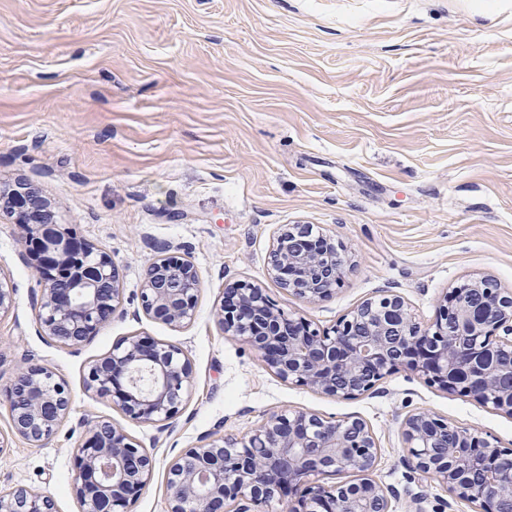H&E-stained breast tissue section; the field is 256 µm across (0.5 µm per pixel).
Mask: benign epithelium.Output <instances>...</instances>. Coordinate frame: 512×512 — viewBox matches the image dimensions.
<instances>
[{
  "instance_id": "1",
  "label": "benign epithelium",
  "mask_w": 512,
  "mask_h": 512,
  "mask_svg": "<svg viewBox=\"0 0 512 512\" xmlns=\"http://www.w3.org/2000/svg\"><path fill=\"white\" fill-rule=\"evenodd\" d=\"M0 213L15 219L26 236L36 234L41 335L62 346H80L123 314L111 257L58 223L51 200L33 185L1 183ZM292 231L285 228L274 239L273 278L298 299L331 297L344 271L341 253L334 244L324 249L304 243ZM198 288L195 265L165 254L145 270L141 309L153 320L184 327L195 318ZM471 291L478 300L471 301ZM12 303L13 285L0 276V316ZM216 319L285 382L347 399L391 373L409 370L512 417V362L496 356L512 349V292L488 278L445 293L432 329L413 320L402 297L387 294L362 302L332 332L322 333L246 282L224 289ZM192 372L178 346L130 335L94 360L84 381L126 417L166 425L181 410ZM0 403L8 409L13 435L36 447L50 444L71 411L64 385L38 362L26 363L0 390ZM84 427L73 449V495L83 512H129L152 481V456L108 420ZM403 434L415 468L450 497L473 503L479 512H499L500 500L512 497V448L425 412L409 417ZM377 454L371 430L359 419L272 413L246 438L206 439L176 458L169 468V512H251V505L276 496L284 500V512H390L389 491L370 478ZM340 469L359 479L321 481ZM0 512H56L55 501L19 486L0 494Z\"/></svg>"
}]
</instances>
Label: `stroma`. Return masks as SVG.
I'll use <instances>...</instances> for the list:
<instances>
[{"label":"stroma","instance_id":"1","mask_svg":"<svg viewBox=\"0 0 512 512\" xmlns=\"http://www.w3.org/2000/svg\"><path fill=\"white\" fill-rule=\"evenodd\" d=\"M18 178L112 258L125 314L79 347L44 340L40 278L19 225L0 218V275L14 286L0 388L40 362L71 400L46 448L13 436L0 405L1 494L24 485L81 512L72 450L82 421L108 418L155 459L131 512H168V466L186 449L303 409L366 422L393 512H476L414 468L403 422L429 411L512 448V417L406 371L352 399L283 382L214 310L225 285L247 282L326 331L388 290L428 328L471 278L512 290V0H0V180ZM286 224L341 249L332 297L276 283L269 254ZM163 247L199 273L181 329L139 313ZM133 334L192 362L168 425L127 419L84 385L89 363Z\"/></svg>","mask_w":512,"mask_h":512}]
</instances>
